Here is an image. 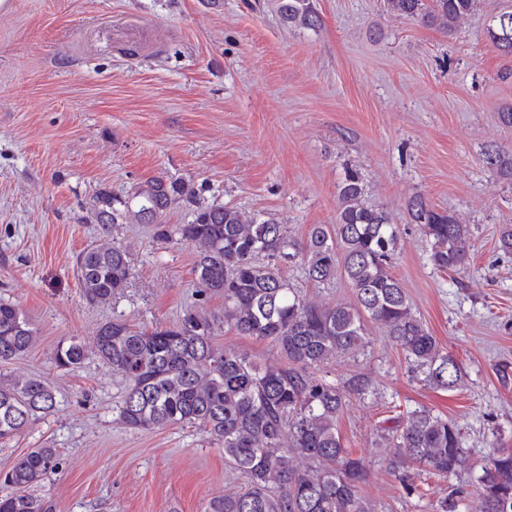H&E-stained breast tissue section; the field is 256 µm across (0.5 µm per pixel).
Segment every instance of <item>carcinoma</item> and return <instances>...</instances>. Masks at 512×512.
I'll use <instances>...</instances> for the list:
<instances>
[{"mask_svg":"<svg viewBox=\"0 0 512 512\" xmlns=\"http://www.w3.org/2000/svg\"><path fill=\"white\" fill-rule=\"evenodd\" d=\"M480 0H385L389 12L453 32L477 10ZM283 26L316 30L321 17L315 0H269ZM493 45L512 55V9L493 16L487 28ZM486 167L512 179V152L490 147ZM365 185L349 168L338 186L336 223L313 225L304 240L288 235L271 217L228 204L209 203L189 184L153 178L127 196H96L95 223L154 224L159 236H179L196 254L197 296L224 299L210 314L199 303L175 324L138 330L123 320L98 327L92 347L72 337L57 346V367L77 370L88 350L124 384L118 413L130 429L153 431L195 425L210 444L223 449L225 464L244 479V490L214 497L205 512H376L362 493L367 470L344 448L337 419L346 394L314 375L336 360L357 355L367 344V323L385 330L423 381L454 390L461 382L458 362L412 311L392 271L400 228L381 209L364 202ZM191 219L171 229L163 217L174 205ZM411 222L430 245L429 260L442 271L459 272L469 259L468 225L424 197L408 202ZM301 265L306 278L325 284L345 278L354 300L334 305L307 299L290 287L281 268ZM84 297L105 305L127 288L132 276L128 253L103 232L76 259ZM230 327L241 336L272 343L284 357L261 364L249 353L217 341ZM38 330L11 302L0 301V363L25 357ZM57 405L55 388L31 375L0 376V440L22 433ZM376 447L390 468L416 466L448 478L466 461L455 423L418 408L405 423L379 434ZM57 448H33L0 471V512H54L52 502L29 489L59 471ZM471 512H512V448L494 446L476 479Z\"/></svg>","mask_w":512,"mask_h":512,"instance_id":"obj_1","label":"carcinoma"}]
</instances>
